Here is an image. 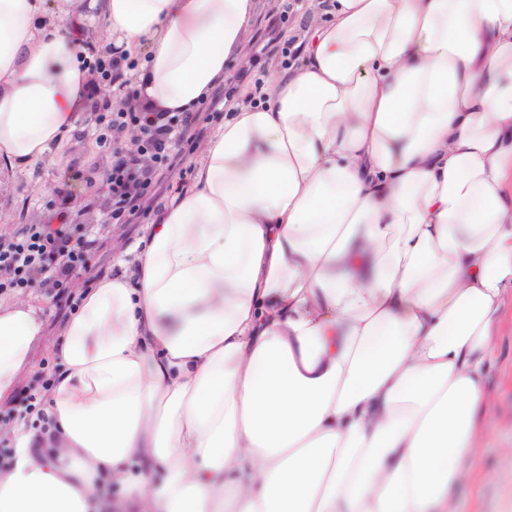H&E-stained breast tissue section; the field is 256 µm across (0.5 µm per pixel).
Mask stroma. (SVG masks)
Here are the masks:
<instances>
[{
    "instance_id": "35a3bbf8",
    "label": "stroma",
    "mask_w": 512,
    "mask_h": 512,
    "mask_svg": "<svg viewBox=\"0 0 512 512\" xmlns=\"http://www.w3.org/2000/svg\"><path fill=\"white\" fill-rule=\"evenodd\" d=\"M308 0H258L254 20L247 33V53L235 59L220 82L231 99L248 94L265 97L278 69L298 61L300 49L293 32L306 11ZM86 41L95 46L100 69L91 71L92 90L85 97L81 119L64 139L50 163L30 173H0V236H11L28 224H45L59 206H66L70 223L96 232L102 248L96 257L104 274L117 275L129 251L150 233L152 215L135 224H118L111 218L110 194L102 184L116 160L117 152L132 151L127 130L112 126V115L125 111L133 95L131 86L116 87L104 76L116 57L115 47L96 23L85 28ZM272 42L275 51L257 58L259 41ZM24 299L43 308L46 336L34 351V369L24 373L12 400L0 403V469L13 462L12 430L18 418L38 413L37 399L57 368L52 342L64 319L61 302L41 284L23 294L1 293L0 302ZM492 409L485 423L486 438L481 452L478 482L459 485L451 497L457 512H512V328L504 327L487 372Z\"/></svg>"
}]
</instances>
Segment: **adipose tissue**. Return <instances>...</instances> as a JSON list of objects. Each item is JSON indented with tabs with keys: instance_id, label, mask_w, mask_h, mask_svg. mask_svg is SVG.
Returning <instances> with one entry per match:
<instances>
[{
	"instance_id": "1",
	"label": "adipose tissue",
	"mask_w": 512,
	"mask_h": 512,
	"mask_svg": "<svg viewBox=\"0 0 512 512\" xmlns=\"http://www.w3.org/2000/svg\"><path fill=\"white\" fill-rule=\"evenodd\" d=\"M255 0H0V162L79 118L88 20L188 112ZM301 59L233 104L129 273L53 346L0 512H455L512 306V0H310ZM44 319L0 304V401ZM160 485H151L155 473Z\"/></svg>"
}]
</instances>
